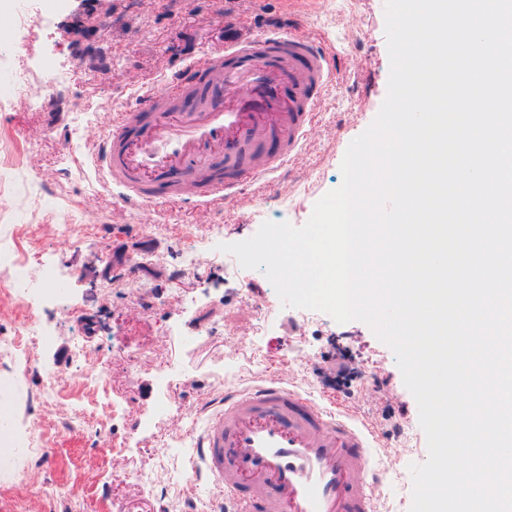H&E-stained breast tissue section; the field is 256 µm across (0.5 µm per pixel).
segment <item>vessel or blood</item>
I'll use <instances>...</instances> for the list:
<instances>
[{"instance_id": "obj_1", "label": "vessel or blood", "mask_w": 512, "mask_h": 512, "mask_svg": "<svg viewBox=\"0 0 512 512\" xmlns=\"http://www.w3.org/2000/svg\"><path fill=\"white\" fill-rule=\"evenodd\" d=\"M337 79L335 52L275 28L185 64L135 107L113 115L94 163L120 200L244 206L310 137ZM370 430L310 395L263 378L225 393L201 433L196 476L220 488L226 512H378Z\"/></svg>"}]
</instances>
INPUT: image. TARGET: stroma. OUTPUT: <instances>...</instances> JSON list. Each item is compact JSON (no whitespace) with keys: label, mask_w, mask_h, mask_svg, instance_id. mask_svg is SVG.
I'll return each instance as SVG.
<instances>
[{"label":"stroma","mask_w":512,"mask_h":512,"mask_svg":"<svg viewBox=\"0 0 512 512\" xmlns=\"http://www.w3.org/2000/svg\"><path fill=\"white\" fill-rule=\"evenodd\" d=\"M19 10L28 25L0 42V58L25 75L0 107V227L20 254L39 257L33 279L50 264L61 287L54 300L30 309L0 277V330L24 317L53 334L50 344L31 345L27 364L0 363V434L23 421L35 430L31 446L0 453V512H168L174 504L205 512L215 490L187 478L198 435L191 421L203 419L224 389L273 374L319 400L337 396L372 427L382 446L385 512H410L409 466L427 460L426 435L394 352L365 323L340 324L318 311L304 326L265 275L235 276L220 260L171 283L185 233L201 239L220 224L225 242L236 243L267 221L300 227L341 185L348 146L387 94L385 0H308L305 32L361 60L364 70L341 76L327 92L310 140L279 173L288 192L207 212L185 203L124 206L90 165L95 142L139 90L156 87L188 59L219 53L234 31L289 26L290 0H112L105 17L98 0H64L53 12L47 0H14L13 12L0 11V25L13 26ZM229 18L236 29L226 27ZM45 224L71 232L47 237ZM120 251L149 261L130 266L117 260ZM126 277L148 287L159 305L118 288ZM80 340L86 353L79 360ZM339 349L352 353L361 374L335 394L314 367ZM102 359L110 370L105 388L95 382ZM48 378L56 387L50 398ZM387 386L398 400L383 399ZM386 406L396 411L387 421ZM401 428L414 435L416 452L394 461L386 452Z\"/></svg>","instance_id":"stroma-1"}]
</instances>
